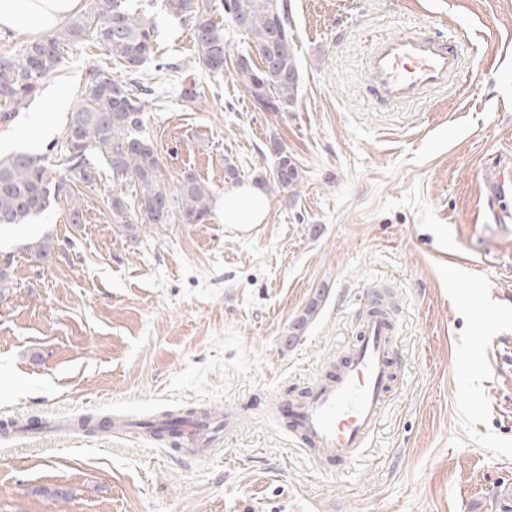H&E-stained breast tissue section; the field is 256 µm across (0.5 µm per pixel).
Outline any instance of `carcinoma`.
<instances>
[{"mask_svg": "<svg viewBox=\"0 0 512 512\" xmlns=\"http://www.w3.org/2000/svg\"><path fill=\"white\" fill-rule=\"evenodd\" d=\"M175 18L193 23L198 63L210 72L224 71L227 43L224 27L214 20L213 0H166ZM232 23L251 40L261 65L250 58L239 60L237 76L258 112H288L298 99L300 75L295 54V26L288 0H221ZM157 27L144 10L127 0H92L88 11L72 17L55 34L31 41L13 54H0V101L8 108L0 112V123L8 124L19 107L35 99L45 79L58 72L66 47L92 40L110 52L130 80L119 76L111 81L91 77L81 87L70 113L61 145L64 168L49 157L16 152L0 157V226L26 224L46 211L54 201L70 199V220L82 221L81 206L70 198L68 181L97 184L100 169L90 159L104 162L112 175L135 187V195L114 194L111 198L115 221L129 225L138 218L143 224H201L210 214L209 186L191 173L171 181L163 170L157 149L144 131L153 89L135 78L148 60L157 68ZM276 163L264 185L281 191L297 189L300 172L279 142H273ZM197 415L190 409L183 416L166 414L159 420L137 423L156 437L178 439L181 424Z\"/></svg>", "mask_w": 512, "mask_h": 512, "instance_id": "obj_1", "label": "carcinoma"}]
</instances>
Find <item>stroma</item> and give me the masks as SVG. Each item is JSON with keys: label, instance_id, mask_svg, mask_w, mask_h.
Masks as SVG:
<instances>
[{"label": "stroma", "instance_id": "35a3bbf8", "mask_svg": "<svg viewBox=\"0 0 512 512\" xmlns=\"http://www.w3.org/2000/svg\"><path fill=\"white\" fill-rule=\"evenodd\" d=\"M157 57L140 79L160 103L146 128L170 179L190 172L220 199L272 170L271 140L298 165L296 191L268 190L266 223H115L103 170L66 202L0 227V512H512V0H288L299 98L253 109L233 65L198 63L191 23L142 0ZM453 34L464 56L447 92L395 110L372 105L364 58L411 21ZM117 72L90 41L0 123V154L62 143L77 91ZM65 105L46 111L50 93ZM234 167L236 178L226 169ZM50 238L36 260L30 243ZM304 333L289 328L316 292ZM397 346L390 401L367 448L317 469L291 407L346 357L377 295ZM220 410L214 454L128 428L18 433L15 421L122 415L132 422Z\"/></svg>", "mask_w": 512, "mask_h": 512}]
</instances>
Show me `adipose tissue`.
Here are the masks:
<instances>
[{"instance_id":"obj_1","label":"adipose tissue","mask_w":512,"mask_h":512,"mask_svg":"<svg viewBox=\"0 0 512 512\" xmlns=\"http://www.w3.org/2000/svg\"><path fill=\"white\" fill-rule=\"evenodd\" d=\"M81 7L82 0H0V38L56 30ZM269 210L264 191L250 181L234 185L217 203L222 222L241 227L265 223Z\"/></svg>"}]
</instances>
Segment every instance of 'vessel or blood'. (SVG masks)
Returning <instances> with one entry per match:
<instances>
[{"label":"vessel or blood","mask_w":512,"mask_h":512,"mask_svg":"<svg viewBox=\"0 0 512 512\" xmlns=\"http://www.w3.org/2000/svg\"><path fill=\"white\" fill-rule=\"evenodd\" d=\"M460 67L454 41L427 36L417 27L376 42L366 60L378 101L419 102L423 93L447 89ZM393 330L381 316L365 319L358 342L299 408L298 424L317 463L352 462L379 425L394 379Z\"/></svg>","instance_id":"b4317fda"}]
</instances>
